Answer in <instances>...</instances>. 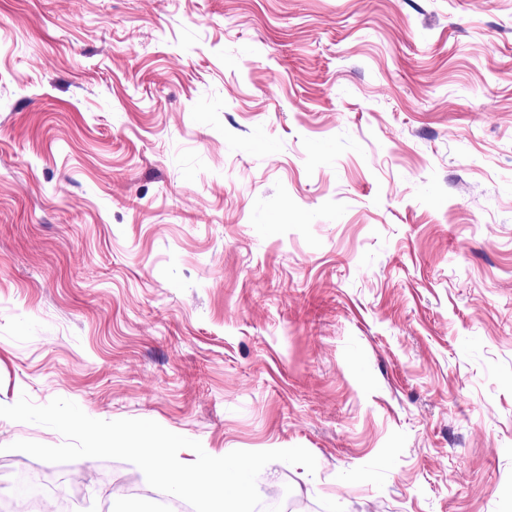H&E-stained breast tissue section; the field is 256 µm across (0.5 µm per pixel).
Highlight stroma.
Wrapping results in <instances>:
<instances>
[{"label":"stroma","mask_w":512,"mask_h":512,"mask_svg":"<svg viewBox=\"0 0 512 512\" xmlns=\"http://www.w3.org/2000/svg\"><path fill=\"white\" fill-rule=\"evenodd\" d=\"M276 463L316 512H512V0H0V405ZM0 468L142 512L143 472ZM130 482L136 497L110 493Z\"/></svg>","instance_id":"35a3bbf8"}]
</instances>
